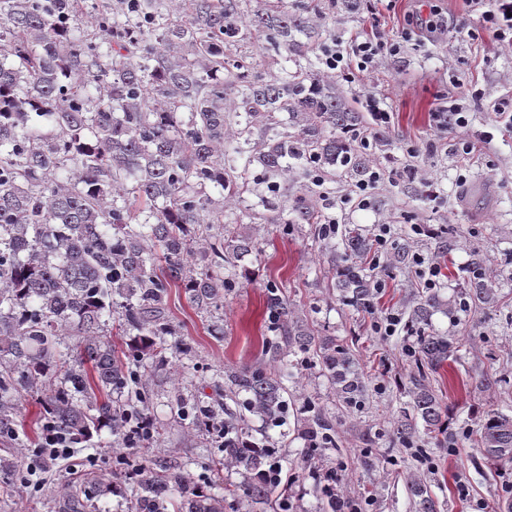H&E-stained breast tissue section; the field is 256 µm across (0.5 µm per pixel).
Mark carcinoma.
Masks as SVG:
<instances>
[{
  "label": "carcinoma",
  "mask_w": 512,
  "mask_h": 512,
  "mask_svg": "<svg viewBox=\"0 0 512 512\" xmlns=\"http://www.w3.org/2000/svg\"><path fill=\"white\" fill-rule=\"evenodd\" d=\"M248 30L297 59L319 37L303 14L264 0H0V431L12 428L20 390L40 385L42 429L74 444L108 430L150 450L163 430L142 378L190 353L168 341L176 335L170 288L208 312L224 306L237 276L249 275L240 268L252 236L224 230V199L243 190L238 167H260L258 183L285 202L268 205L291 209L289 225L313 223L318 204L305 196L286 205L277 178L288 161L320 179L338 170L356 181L368 175L357 137L363 117L335 78L303 67L266 75L255 60L242 64L232 50ZM282 113L289 132L276 131ZM231 128L234 156L224 151ZM370 253L369 239L352 228L330 256L332 288L367 314L376 305ZM496 299L480 274L459 308ZM441 305L430 292L409 314L417 375L391 442L423 458V429L435 448L452 452L466 439L487 465H512V413L488 411L462 437L429 384L454 353L448 337L430 330ZM266 311L281 331V341H263L275 361L286 367L311 353L338 401H363L368 375L349 345L299 321L276 287L266 290ZM114 313L132 337L121 357L107 337ZM224 399L217 408L178 395L174 419L219 439L216 471H244L232 502L246 512H287L278 449L249 431L252 417L287 422L282 376L226 367ZM294 421L306 452L338 449L340 421L318 403L307 401ZM184 470L174 458L133 464L120 454L112 482L139 486L127 512H169L177 493L187 495L185 512H224L225 498L191 488ZM312 477L331 512H358L359 501L336 494V467ZM407 490L415 512H441L425 478L412 475Z\"/></svg>",
  "instance_id": "carcinoma-1"
}]
</instances>
